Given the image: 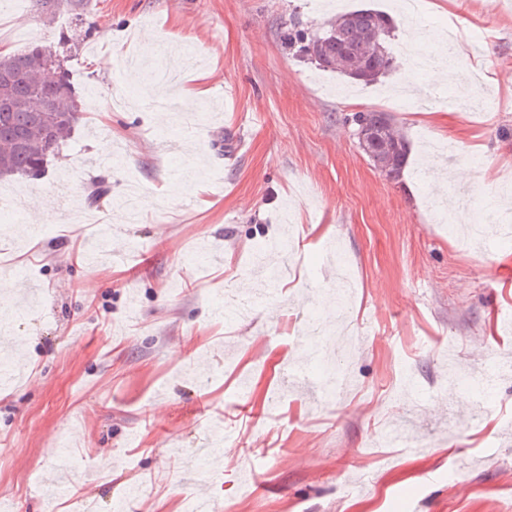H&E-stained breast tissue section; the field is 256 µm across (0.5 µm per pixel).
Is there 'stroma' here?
Wrapping results in <instances>:
<instances>
[{
    "label": "stroma",
    "mask_w": 512,
    "mask_h": 512,
    "mask_svg": "<svg viewBox=\"0 0 512 512\" xmlns=\"http://www.w3.org/2000/svg\"><path fill=\"white\" fill-rule=\"evenodd\" d=\"M397 4L82 0L46 15L36 0H0V44L58 47L73 82L112 115L105 126L83 113L43 179L11 184L25 204L0 236V281L4 264L18 265L19 294L0 308L35 301L11 335L23 377L0 389V497L16 512H112L124 499L133 512H182L187 496L213 512H512V241L465 244L448 230L460 191L479 225L512 186V0L456 2L497 106L443 105L457 150L431 167L440 135L403 90L434 88L432 73L398 63L382 83L356 85L283 41L294 21L317 27ZM85 25L96 28L87 40ZM184 46L198 60L180 66L181 87L203 73L210 92L161 127L127 62L151 70ZM107 50L105 75L94 60ZM366 109L392 115L409 143L400 181L373 167L344 121ZM116 127L125 135L115 142ZM106 140L124 167L101 164ZM490 161L494 183L481 169ZM65 177L76 219L45 222L37 203L62 201ZM102 182L108 194L93 197ZM86 213L107 228L110 249L139 247L124 264L101 260L91 294L75 259L96 247L78 221ZM287 233L292 269L270 301L219 316L222 300L255 289L257 246ZM336 306L362 341L324 344L354 381L329 397L292 373L309 363L308 314L324 323ZM495 361L509 369L486 397L488 424L455 428L466 393L449 391V377L477 378ZM217 425L231 434L230 457L207 485L183 460ZM64 441L77 476L53 495L51 450Z\"/></svg>",
    "instance_id": "1"
}]
</instances>
